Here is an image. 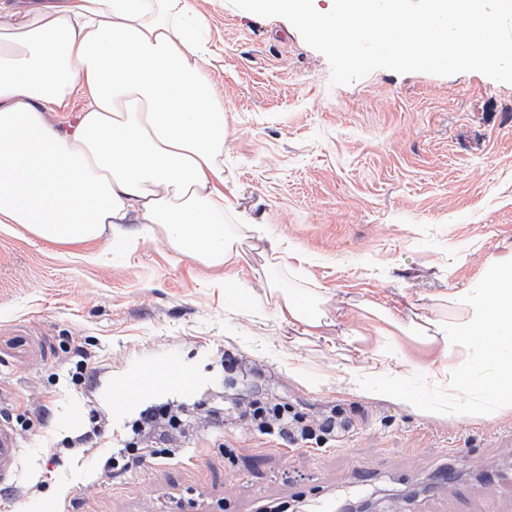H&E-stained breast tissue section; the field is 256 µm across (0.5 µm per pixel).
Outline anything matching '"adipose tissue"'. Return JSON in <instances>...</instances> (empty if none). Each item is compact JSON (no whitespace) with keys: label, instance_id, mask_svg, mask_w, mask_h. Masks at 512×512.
I'll use <instances>...</instances> for the list:
<instances>
[{"label":"adipose tissue","instance_id":"ef3b65f1","mask_svg":"<svg viewBox=\"0 0 512 512\" xmlns=\"http://www.w3.org/2000/svg\"><path fill=\"white\" fill-rule=\"evenodd\" d=\"M188 0H0V224L50 243L161 231L208 266L244 259L224 217V104L206 77L210 54ZM73 128L51 122L77 90ZM289 323L315 334L314 297L267 283ZM465 317L425 320L416 341L448 360L454 399L470 418L512 414V253L490 262L483 286L453 294ZM479 346L484 373L468 350Z\"/></svg>","mask_w":512,"mask_h":512}]
</instances>
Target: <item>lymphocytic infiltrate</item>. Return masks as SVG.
I'll use <instances>...</instances> for the list:
<instances>
[{
    "label": "lymphocytic infiltrate",
    "mask_w": 512,
    "mask_h": 512,
    "mask_svg": "<svg viewBox=\"0 0 512 512\" xmlns=\"http://www.w3.org/2000/svg\"><path fill=\"white\" fill-rule=\"evenodd\" d=\"M236 421L277 444L324 445L348 431L349 419L333 408L319 415H304L262 393L210 394L207 400L189 404L167 402L143 410L131 425V439L113 449L104 469L120 476L137 460L162 461L180 455L182 439L199 428Z\"/></svg>",
    "instance_id": "f902f5d3"
}]
</instances>
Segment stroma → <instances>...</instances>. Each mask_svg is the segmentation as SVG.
<instances>
[{
    "label": "stroma",
    "instance_id": "35a3bbf8",
    "mask_svg": "<svg viewBox=\"0 0 512 512\" xmlns=\"http://www.w3.org/2000/svg\"><path fill=\"white\" fill-rule=\"evenodd\" d=\"M189 2L224 102L226 191L268 239L246 249L229 295L221 270L159 234L50 245L0 224V414L20 419L22 449L0 499L10 512L51 499L73 512H152L176 499L184 512H257L260 501L301 494L366 497L371 512H479L493 493L512 512V416L431 415L444 399L432 379L346 342L356 328L373 334L371 303L406 321H460L449 294L480 287L489 261L512 252V84L378 69L334 86L326 57L286 19L231 0ZM273 240L310 256L297 275L275 274L319 293L322 335L278 317L261 273ZM80 346L91 361L76 384ZM228 353L235 368L224 366ZM170 360L192 373L191 390L115 393L129 370ZM351 368L368 374L362 392L345 381ZM395 384L418 409L387 398ZM224 389L262 390L308 414L336 406L353 426L323 451L240 425L202 429L179 458L104 473L142 410ZM75 404L109 418L88 452L70 445L80 427L58 422ZM33 483L38 491L26 493Z\"/></svg>",
    "mask_w": 512,
    "mask_h": 512
}]
</instances>
